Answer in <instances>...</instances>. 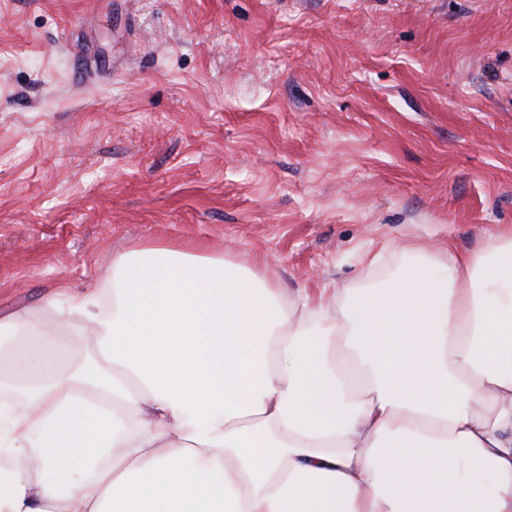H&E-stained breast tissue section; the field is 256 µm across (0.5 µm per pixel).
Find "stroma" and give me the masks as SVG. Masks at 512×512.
Listing matches in <instances>:
<instances>
[{
	"label": "stroma",
	"instance_id": "35a3bbf8",
	"mask_svg": "<svg viewBox=\"0 0 512 512\" xmlns=\"http://www.w3.org/2000/svg\"><path fill=\"white\" fill-rule=\"evenodd\" d=\"M512 231V0H0V313L134 247L287 292Z\"/></svg>",
	"mask_w": 512,
	"mask_h": 512
}]
</instances>
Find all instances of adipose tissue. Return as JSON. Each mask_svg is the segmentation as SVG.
Instances as JSON below:
<instances>
[{"instance_id":"ef3b65f1","label":"adipose tissue","mask_w":512,"mask_h":512,"mask_svg":"<svg viewBox=\"0 0 512 512\" xmlns=\"http://www.w3.org/2000/svg\"><path fill=\"white\" fill-rule=\"evenodd\" d=\"M288 295L173 248L0 316V512H512V235Z\"/></svg>"}]
</instances>
